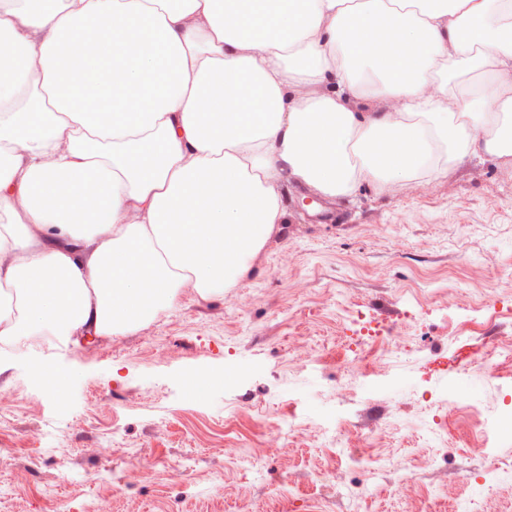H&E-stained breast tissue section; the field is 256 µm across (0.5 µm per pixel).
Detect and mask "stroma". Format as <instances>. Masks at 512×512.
Segmentation results:
<instances>
[{
	"label": "stroma",
	"mask_w": 512,
	"mask_h": 512,
	"mask_svg": "<svg viewBox=\"0 0 512 512\" xmlns=\"http://www.w3.org/2000/svg\"><path fill=\"white\" fill-rule=\"evenodd\" d=\"M314 198L282 187L287 223L276 226L251 258L250 275L223 297L187 291L175 309L136 332L37 349L43 363L67 360L80 376L82 404L69 419L59 418L54 399L33 392L26 366L0 356V391L14 395L0 409V440L35 436L51 445L36 480L25 482L18 479L24 454L0 449V512H96L112 490L99 470L122 469L131 452L191 467L192 482L151 476L116 500L112 512H171L182 500L189 512H242L245 502L262 505L277 496L288 497L290 512H313L317 503L324 512H405L395 490L366 501L338 498L340 485L356 493L366 481L346 466L335 480L316 482V470L331 463L320 438L253 464L225 460L206 442L223 434L225 415L240 409L273 421L283 392H306L307 358L335 346L352 305L373 326L399 325L419 347L418 357L397 370L424 385L463 371L488 341L512 331V319L477 311L475 333L452 345L436 307L443 295L465 305L483 288L512 292V165L466 157L400 194L362 184L341 198L340 224L312 222L307 203ZM229 360L268 370L235 393L216 390L215 412L186 410L176 381L190 371H223ZM348 410L365 427L391 415L416 416L418 405L408 395H382L352 399ZM99 446L113 448L111 461L92 456ZM431 453L418 433L393 436L382 450L396 461L426 463L432 496L451 503L466 495L454 478L477 463L465 443H453L442 459Z\"/></svg>",
	"instance_id": "35a3bbf8"
}]
</instances>
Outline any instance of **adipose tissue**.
Listing matches in <instances>:
<instances>
[{
  "mask_svg": "<svg viewBox=\"0 0 512 512\" xmlns=\"http://www.w3.org/2000/svg\"><path fill=\"white\" fill-rule=\"evenodd\" d=\"M0 0V341L140 329L182 289L223 296L284 223L280 188L401 193L437 158L512 163V0ZM113 93L72 83L106 49ZM151 65L161 89L128 93ZM392 100L373 108L374 98ZM285 21L284 12L277 6L264 5L247 17L244 32L257 34L267 28L281 25Z\"/></svg>",
  "mask_w": 512,
  "mask_h": 512,
  "instance_id": "adipose-tissue-1",
  "label": "adipose tissue"
}]
</instances>
